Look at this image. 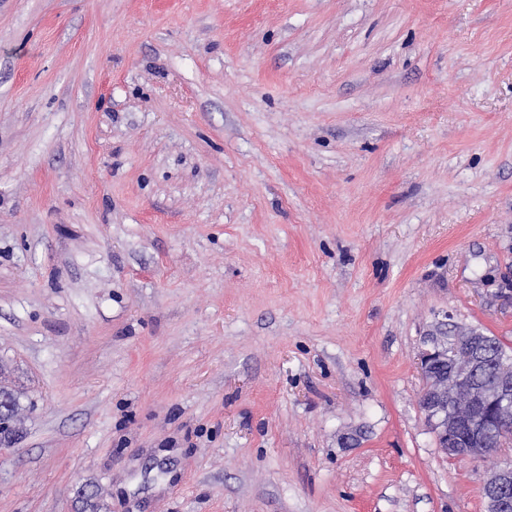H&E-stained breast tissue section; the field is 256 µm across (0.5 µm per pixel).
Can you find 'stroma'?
<instances>
[{"mask_svg":"<svg viewBox=\"0 0 512 512\" xmlns=\"http://www.w3.org/2000/svg\"><path fill=\"white\" fill-rule=\"evenodd\" d=\"M445 318L512 347V0H0V512H485Z\"/></svg>","mask_w":512,"mask_h":512,"instance_id":"obj_1","label":"stroma"}]
</instances>
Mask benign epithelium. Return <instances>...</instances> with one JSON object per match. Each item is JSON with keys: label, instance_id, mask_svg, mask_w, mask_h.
<instances>
[{"label": "benign epithelium", "instance_id": "benign-epithelium-1", "mask_svg": "<svg viewBox=\"0 0 512 512\" xmlns=\"http://www.w3.org/2000/svg\"><path fill=\"white\" fill-rule=\"evenodd\" d=\"M484 334L476 328L447 330L443 321L424 337L418 354L426 385L420 398L437 447L451 459H473L489 449L490 429L512 426V361L499 359L493 384L482 387L474 375L486 361ZM451 367L448 380L440 368ZM512 460L501 463L481 485L487 512H508Z\"/></svg>", "mask_w": 512, "mask_h": 512}]
</instances>
